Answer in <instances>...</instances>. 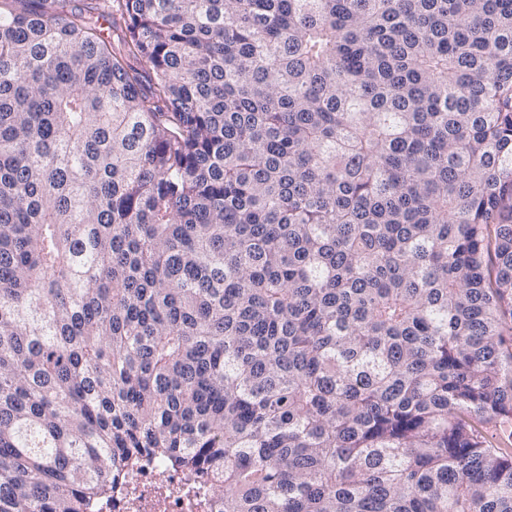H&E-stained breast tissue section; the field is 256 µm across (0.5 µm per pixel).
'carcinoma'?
<instances>
[{
	"instance_id": "1",
	"label": "carcinoma",
	"mask_w": 512,
	"mask_h": 512,
	"mask_svg": "<svg viewBox=\"0 0 512 512\" xmlns=\"http://www.w3.org/2000/svg\"><path fill=\"white\" fill-rule=\"evenodd\" d=\"M100 2L0 0V512H512V0ZM218 490L202 486L186 469L145 457L121 480L112 498L97 505L101 512H213Z\"/></svg>"
}]
</instances>
